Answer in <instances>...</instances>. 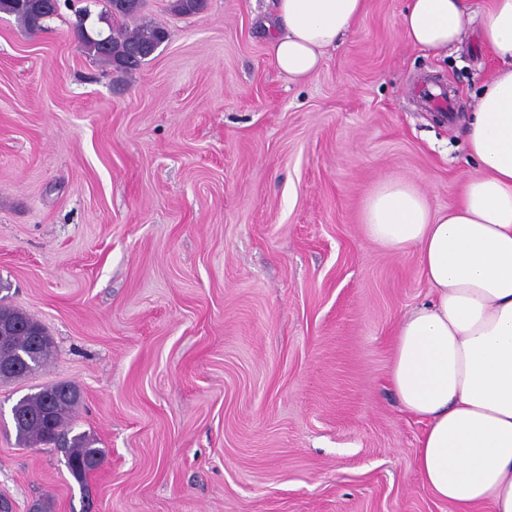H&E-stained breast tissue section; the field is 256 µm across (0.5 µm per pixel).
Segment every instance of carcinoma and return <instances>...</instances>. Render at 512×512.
<instances>
[{
    "label": "carcinoma",
    "mask_w": 512,
    "mask_h": 512,
    "mask_svg": "<svg viewBox=\"0 0 512 512\" xmlns=\"http://www.w3.org/2000/svg\"><path fill=\"white\" fill-rule=\"evenodd\" d=\"M47 11L38 14L27 7V0H0V13L14 17L25 30L35 33L44 29L47 18L56 14L59 0H46ZM104 10L97 15L100 23H112L109 33L95 30L87 26L91 18V10L81 7L77 11L79 17L78 37L90 53L101 63L113 69L131 73L145 64L152 49L168 31L151 22L142 21L133 28L127 22L141 18L145 0H104ZM205 7V0H173V11L181 16L199 13ZM0 321L8 322L13 328V343L16 355L24 359L29 377L47 364L54 355V343L49 335L37 339L31 333L33 327L42 324L33 316L6 305H0ZM56 383L41 388L38 392L19 399L12 407V417L17 443L23 447L34 445L57 444L64 440L63 452L67 467L74 479L84 482L89 475L85 467L90 461L102 463L103 451L93 447V440L84 433L71 434L68 426L71 417L80 402V392L70 386V394L58 397L53 403L52 423L47 424L42 418L47 399L59 388Z\"/></svg>",
    "instance_id": "carcinoma-1"
}]
</instances>
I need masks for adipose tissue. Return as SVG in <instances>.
I'll list each match as a JSON object with an SVG mask.
<instances>
[{"mask_svg":"<svg viewBox=\"0 0 512 512\" xmlns=\"http://www.w3.org/2000/svg\"><path fill=\"white\" fill-rule=\"evenodd\" d=\"M365 0H274L261 23L276 68L299 81L348 33ZM468 0H408L400 18L412 45L447 54L465 35ZM480 36L498 66L482 85L465 138L473 172L458 203L432 209L406 178L367 197L365 237L417 249L430 298L401 320L390 383L426 422L419 480L456 512H512V0H490Z\"/></svg>","mask_w":512,"mask_h":512,"instance_id":"1","label":"adipose tissue"}]
</instances>
